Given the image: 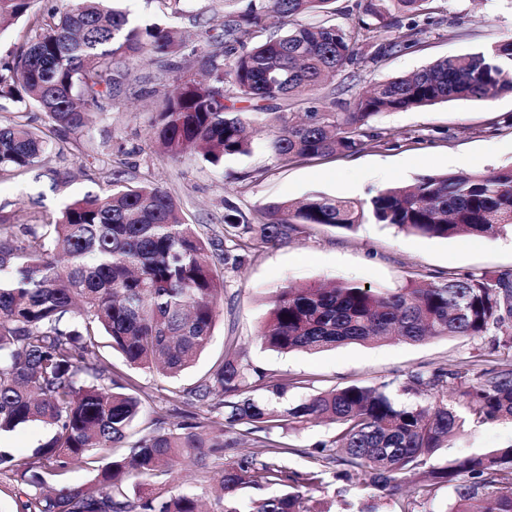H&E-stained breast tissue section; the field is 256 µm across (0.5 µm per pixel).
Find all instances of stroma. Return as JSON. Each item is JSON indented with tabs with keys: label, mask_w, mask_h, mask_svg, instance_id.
<instances>
[{
	"label": "stroma",
	"mask_w": 512,
	"mask_h": 512,
	"mask_svg": "<svg viewBox=\"0 0 512 512\" xmlns=\"http://www.w3.org/2000/svg\"><path fill=\"white\" fill-rule=\"evenodd\" d=\"M434 22L425 26L415 46L390 54L379 63L342 71L311 92L315 105L331 99L351 102L377 82L407 75L452 55H463L512 37V0H435ZM136 18L152 19L184 31L194 43L196 30L189 14L203 13L212 25L224 20L222 0H183L174 14L164 0H125ZM133 87L114 97L112 107L95 112L86 132L64 153L49 150L43 177L26 174L0 181V207L14 223L58 220L72 201L104 187L111 161L125 163L131 184L152 183L169 191L185 222L206 238L223 234L225 201L245 214L280 201H299L315 194L369 200L396 182H414L431 172L488 173L512 166V93L492 100H455L423 108L388 112L376 117L378 145L354 154L304 161H279L268 148L269 133L259 129L250 155L225 158L215 167L194 153L170 158L151 140V123L159 92L171 84L175 71H163L151 57L127 61ZM93 164H85L86 156ZM512 271V235L472 240L466 237L424 238L370 222L345 230L320 224L304 226L291 241L267 246L238 270L219 269L224 297L217 306L212 338L196 365L179 376L133 369L99 337L101 354L112 364L114 377L139 388L141 412L131 430L140 437L153 430L156 414L187 408V392L234 344L243 359L266 372L300 381L288 401L296 403L318 392L350 384L373 386L403 382L413 371L455 367L483 354L486 367L506 358V350H490L484 339L460 336L421 343L379 341L355 343L315 354H281L262 346L259 333L269 318L266 297L285 284L320 285L343 279L376 289H394L437 276ZM334 424L316 421L290 428L285 440L293 452L290 470H309L316 443L329 439ZM512 445V422L476 425L440 449L445 461L480 449Z\"/></svg>",
	"instance_id": "obj_1"
}]
</instances>
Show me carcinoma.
<instances>
[{"instance_id": "cac0c4a2", "label": "carcinoma", "mask_w": 512, "mask_h": 512, "mask_svg": "<svg viewBox=\"0 0 512 512\" xmlns=\"http://www.w3.org/2000/svg\"><path fill=\"white\" fill-rule=\"evenodd\" d=\"M36 2L0 0V24L27 23L17 53L0 64V98L36 106L63 140L87 128V109L112 101L129 84L119 59L147 54L181 72L161 95L154 143L172 158L194 149L213 166L250 154L258 126L270 131L276 158L304 160L380 142L373 122L385 112L512 91L509 39L379 83L350 110L335 99L297 118L292 107L325 78L411 47L422 33L427 0H358L350 28L291 22L326 11L333 0H266L228 13L219 29L196 15L202 80L172 63L185 48L172 26L133 23L106 0H74L63 11L43 12L34 10ZM285 25L283 34L254 41L260 31ZM392 29L403 31L401 39L375 42ZM228 87L238 98L268 105L262 112H231L224 104ZM47 149L28 121L1 125L0 178L40 169ZM367 220L426 238L503 235L512 231V167L433 172L381 189L367 202L325 195L275 202L252 218L228 203L222 239L201 238L166 189L131 185L119 171L100 192L66 205L54 224H12L0 214V432L33 421L54 430L21 460L0 453V477L24 485L16 512H201L197 494L162 498L152 488L191 456L217 484L221 512H240L238 491L262 484L286 490L253 501L251 512H327L313 496L324 471L288 470L281 458L294 449L279 440L288 426L322 417L336 424V433L316 444L314 459L340 466L336 479L352 483L362 497L391 496L410 477L413 491L401 512H415L417 500L443 485L453 487L448 512H512V445L431 464L465 417L477 424L512 420V362L488 370L479 354L454 369L408 374L400 391L428 396L425 405L397 400L383 382L320 392L277 414L270 405L288 400L296 381L269 376L227 352L189 390L191 405L214 417L220 433L204 430L196 413L169 429L168 414L160 413L152 432L128 441L141 401L132 385L112 379V365L98 354L99 334L111 338L129 365L175 377L210 341L224 297L217 265L236 270L258 248L286 242L307 224L352 230ZM269 305L260 340L280 353L440 336H489L494 348L512 349V271L447 276L386 292L350 281L285 285L272 292ZM245 445L268 449L275 461L259 465L248 454L221 461L224 449ZM100 459L104 465L91 480L61 484L73 467ZM133 476L141 483L130 495L126 482Z\"/></svg>"}]
</instances>
